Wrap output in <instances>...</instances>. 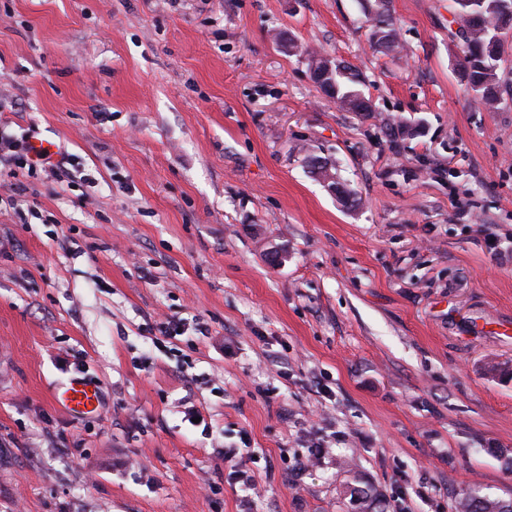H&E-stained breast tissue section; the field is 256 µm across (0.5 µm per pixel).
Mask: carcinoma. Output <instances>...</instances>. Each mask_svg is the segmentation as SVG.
Returning a JSON list of instances; mask_svg holds the SVG:
<instances>
[{
    "instance_id": "1",
    "label": "carcinoma",
    "mask_w": 512,
    "mask_h": 512,
    "mask_svg": "<svg viewBox=\"0 0 512 512\" xmlns=\"http://www.w3.org/2000/svg\"><path fill=\"white\" fill-rule=\"evenodd\" d=\"M453 21L459 24L454 37L461 43L460 65L467 90L478 107L492 112L502 103V88L512 82V69L505 66L507 48L505 37L512 32V0H450ZM370 22L369 42L383 53H400L403 45L390 0H368ZM311 60L312 80L347 112L364 117L373 116L376 107L359 86L364 84L362 73L342 62L319 57L300 48ZM313 173L325 186L339 195L346 193L348 202H356L355 193L325 161L312 166ZM350 501L363 505L358 512L370 507L372 489L351 485L347 487ZM458 512H512V501L464 500Z\"/></svg>"
}]
</instances>
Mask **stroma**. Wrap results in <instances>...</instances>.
<instances>
[{"label":"stroma","mask_w":512,"mask_h":512,"mask_svg":"<svg viewBox=\"0 0 512 512\" xmlns=\"http://www.w3.org/2000/svg\"><path fill=\"white\" fill-rule=\"evenodd\" d=\"M392 11L396 57L360 0H0V123L65 165L0 162V512L512 500V88L476 107L448 0ZM77 377L100 405L72 418ZM300 52L308 56L309 65L311 60L312 80L327 96L334 99L347 112H356L364 117L373 116L376 107L358 88L364 84V78L359 70L342 62L318 56L324 54L310 53L304 47H300ZM320 159L318 157H311L309 162L310 166L313 170V173L325 184V186L333 191L336 196L345 204L355 203L357 200L355 199V193L347 188V184L341 179V177L336 172V168L329 165L328 162L317 160ZM318 161V165H313V161ZM344 192L347 194L348 202L343 200L340 194ZM57 404L72 416H80L92 411L100 402L99 386L90 380L75 379L61 392L56 391Z\"/></svg>","instance_id":"stroma-1"}]
</instances>
